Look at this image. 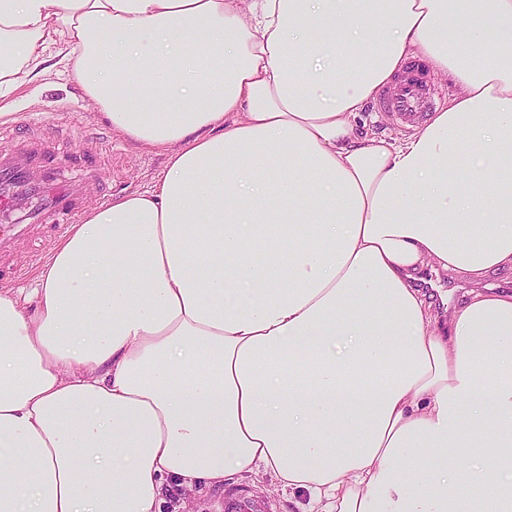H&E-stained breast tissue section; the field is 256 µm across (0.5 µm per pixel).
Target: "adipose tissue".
<instances>
[{
  "label": "adipose tissue",
  "instance_id": "1",
  "mask_svg": "<svg viewBox=\"0 0 512 512\" xmlns=\"http://www.w3.org/2000/svg\"><path fill=\"white\" fill-rule=\"evenodd\" d=\"M158 186L0 290V512H159L238 475L306 512H512V0H0ZM413 59L455 91L361 136ZM468 276L438 320L415 274ZM374 97L366 101L363 110L360 112L361 116L360 119H358V131L360 135H376V137L380 138L394 139L407 135L414 130H402L394 126L390 117L373 107Z\"/></svg>",
  "mask_w": 512,
  "mask_h": 512
}]
</instances>
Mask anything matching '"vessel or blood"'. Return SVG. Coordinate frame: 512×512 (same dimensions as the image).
Instances as JSON below:
<instances>
[{
  "label": "vessel or blood",
  "mask_w": 512,
  "mask_h": 512,
  "mask_svg": "<svg viewBox=\"0 0 512 512\" xmlns=\"http://www.w3.org/2000/svg\"><path fill=\"white\" fill-rule=\"evenodd\" d=\"M439 101V91L420 66L412 65L379 94L377 107L404 127L424 122ZM43 123L30 120L22 132L0 124V215L10 211L13 224L0 229V283L14 276L10 259L18 238L44 239L46 230L63 233L88 206L108 202V190L98 179L99 154L91 138L74 157L80 180L60 183L50 167V143Z\"/></svg>",
  "instance_id": "1"
}]
</instances>
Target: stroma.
I'll use <instances>...</instances> for the list:
<instances>
[{
	"label": "stroma",
	"instance_id": "stroma-1",
	"mask_svg": "<svg viewBox=\"0 0 512 512\" xmlns=\"http://www.w3.org/2000/svg\"><path fill=\"white\" fill-rule=\"evenodd\" d=\"M46 72L35 82L18 90L13 99L16 125L41 118L62 127L82 126L96 138L101 158V175L112 185L114 197L142 192L161 181L166 167L164 155L137 149L115 135L69 77L58 56L46 61ZM162 512H225L231 503L246 499L265 500L269 512H300L304 497L290 499L269 480L237 477L223 485L187 491L172 485L162 494Z\"/></svg>",
	"mask_w": 512,
	"mask_h": 512
}]
</instances>
